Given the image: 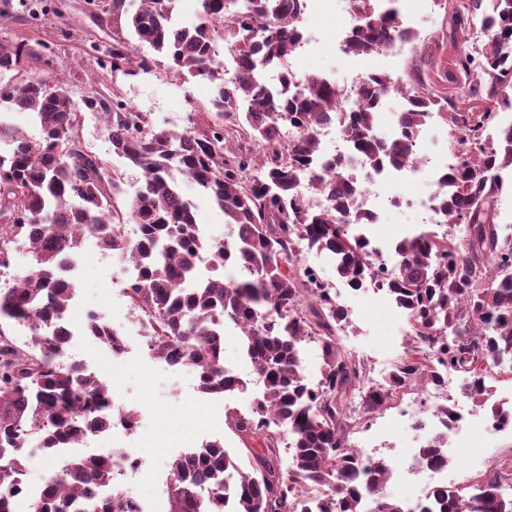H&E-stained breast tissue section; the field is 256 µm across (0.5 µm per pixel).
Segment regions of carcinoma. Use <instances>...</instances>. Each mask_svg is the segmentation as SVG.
Here are the masks:
<instances>
[{"mask_svg": "<svg viewBox=\"0 0 512 512\" xmlns=\"http://www.w3.org/2000/svg\"><path fill=\"white\" fill-rule=\"evenodd\" d=\"M356 25L345 49L373 55L392 40H406L391 8L378 13L375 0H349ZM172 0H112L114 70L149 67L131 39L148 44L170 61L183 79L208 80L217 93L205 112H193L181 130L156 128L150 113L123 100L88 99L99 112L113 150L141 170L144 181L131 199L122 197L119 174L108 162L75 146L80 113L72 90L59 79L28 70L47 47L26 42L0 44V266L11 244L24 236L36 266L11 288L0 289V318L51 331L22 348L0 331V512H15L20 490L13 474L26 467L23 445L39 430L49 458L64 443L103 433L121 419L109 391L89 368L61 364L67 347L64 322L75 285L64 274L92 235L102 246L132 261L128 296L145 322L149 350L159 359L179 360L193 370L201 392L222 397L240 386L224 370V328L238 330L243 350L263 381L262 396L250 413L229 412L226 423L239 437L264 435L265 448L248 449V467L213 440L169 466V512H512V497L501 491L503 475L486 473L479 493L437 489L416 506L391 495V471L382 462L366 466L348 441L352 425L345 400L362 391L366 366L338 344L346 318L332 287L317 269L300 262L295 246L325 254L336 273L355 287L373 275L364 240L351 232L369 215L339 203L354 188L341 178L346 161L319 154L313 135L324 117L336 120L356 153L372 169L409 161L426 119L437 114L456 130L458 162L437 189L448 224L442 236L422 232L394 245L395 272L389 294L406 316L413 344L379 385L364 412L379 409L407 387L440 382L443 368L467 378L466 394L485 399V377L493 361L512 354V226L495 222L494 202L503 188L501 171L512 168V127L498 140L483 133L494 109L450 112L449 99L429 89L422 74L395 81L370 72L360 100L342 107L343 89L323 76H310L291 92L290 75L279 85L261 83L257 73L287 59L296 46L300 0H199L200 22L171 24ZM490 32L485 56L475 51L456 58L461 80L457 98L512 104V0H470L454 9L448 39L470 45L475 25ZM227 44L240 65L236 84H224L213 68L209 44ZM394 92L405 101L396 136L375 130L378 102ZM28 112L41 129L36 139L18 131L8 112ZM299 130L284 143L278 128ZM195 184L224 212L232 239L204 240L193 203L177 177ZM308 180L310 193L329 196L335 206L315 210L294 192ZM138 225L134 237L123 225ZM209 254L222 276H200L196 249ZM87 329L112 346L117 336L96 314ZM321 349V378L310 385L303 374L302 343ZM287 437V469L279 463L278 436ZM446 446L439 435L419 449L435 460ZM121 460L72 456L63 460L31 512H135L113 477Z\"/></svg>", "mask_w": 512, "mask_h": 512, "instance_id": "cac0c4a2", "label": "carcinoma"}]
</instances>
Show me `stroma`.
Here are the masks:
<instances>
[{"instance_id": "1", "label": "stroma", "mask_w": 512, "mask_h": 512, "mask_svg": "<svg viewBox=\"0 0 512 512\" xmlns=\"http://www.w3.org/2000/svg\"><path fill=\"white\" fill-rule=\"evenodd\" d=\"M14 9L0 23V43L20 40L46 42L53 48L52 63L33 64L34 73L57 76L67 82L76 105L88 98H111L120 90L124 99L139 111L152 113L163 126L181 129L187 124L191 109L208 106L213 93L211 83L177 78L160 59L149 70L128 74L99 68L90 56V46L106 50L112 43V15L108 0H12ZM451 6L443 0H402L400 18L413 37L405 41L401 56L380 52L371 56L341 52L336 48L337 32L348 31L355 23L349 0H325L310 6L303 25L320 31L321 40L309 53L295 56L293 67L300 75L319 74L340 86L370 71L403 75L424 71L440 93L449 94L453 85L451 45L446 37ZM82 150L106 159L122 176V188L134 195L143 182L142 173L115 154L104 127L82 120L78 131ZM183 194L196 204V221L206 238L221 239L229 228L224 214L200 194L196 185L185 181ZM423 226L418 212L400 205L389 207L379 220L378 233L384 250ZM85 283L86 300L113 326L127 335L131 351L112 355L106 348L91 351L89 362L102 371L110 382L112 406L134 412L137 427L131 435L119 433L104 437V448H127L141 458L138 475L140 495L154 499L157 512H169L166 486L167 470L175 457L203 442L221 440L231 454L246 456L248 449H262V436L243 440L226 425V410L248 412L254 403L252 389L235 391L218 399L196 396V378L187 368L173 369L154 357L147 343L130 321L131 311L125 289L116 287L110 276L88 263ZM351 304L356 319L341 347L364 361L367 371L381 378L392 371L410 340L405 317L386 295L360 293ZM502 464L512 461V435L486 436L475 433L466 447L457 449L450 467L453 484L472 492L485 461Z\"/></svg>"}]
</instances>
